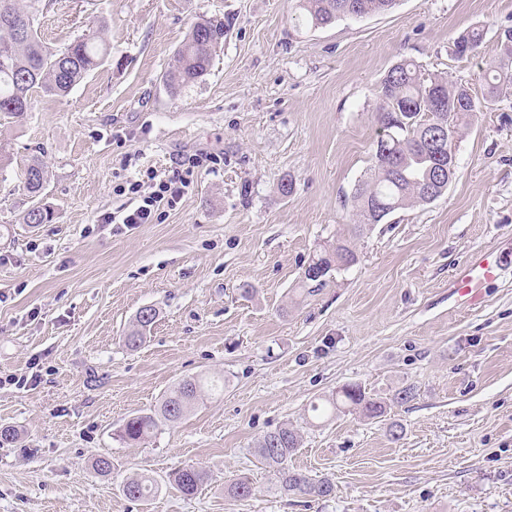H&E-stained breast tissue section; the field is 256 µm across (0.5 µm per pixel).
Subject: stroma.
<instances>
[{"instance_id":"obj_1","label":"stroma","mask_w":512,"mask_h":512,"mask_svg":"<svg viewBox=\"0 0 512 512\" xmlns=\"http://www.w3.org/2000/svg\"><path fill=\"white\" fill-rule=\"evenodd\" d=\"M212 16L229 25L220 52L170 95L176 50ZM37 20L56 47L103 27L111 54L0 124V424L24 433L0 447V512H512V91L461 128L443 196L360 232L350 200L388 70L406 58L481 90L512 0H398L324 28L298 0H40ZM476 25L478 52L456 57ZM36 154L48 178L34 199L22 172ZM194 155L215 162L160 220L103 223L131 202L117 185ZM37 201L54 218L34 227L22 217ZM339 238L358 262L302 287L313 251ZM480 254L500 271L472 305L456 282ZM149 306L151 335L127 350ZM197 374L223 375V394L145 444L116 439ZM349 383L416 396L383 421L312 419L311 401ZM284 423L303 434L289 467L331 478V497L274 492L254 444ZM98 456L111 476L92 471ZM187 464L208 480L186 498L168 476ZM138 474L155 497L123 495ZM238 478L250 496L225 493ZM486 35L484 27H474L454 41V54L458 57L474 53L482 44ZM149 310L150 314L147 317L142 315L143 309L138 311L134 316L129 329L125 333V336H123V342L127 348L131 350L137 349L142 345L147 338V335L150 333L156 322L158 313L153 307H150Z\"/></svg>"}]
</instances>
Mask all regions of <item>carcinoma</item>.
Here are the masks:
<instances>
[{
    "mask_svg": "<svg viewBox=\"0 0 512 512\" xmlns=\"http://www.w3.org/2000/svg\"><path fill=\"white\" fill-rule=\"evenodd\" d=\"M308 21L315 27H326L341 17H366L392 9L397 0H300ZM39 0H0V16L12 19L0 23V117L21 118L31 105L32 95L40 92L48 97L65 96L111 54L110 46L100 31L93 30L61 48L43 41L35 27ZM226 25L221 18L196 22L189 36L177 50L175 63L164 81L176 95L197 83L208 72L217 49L224 43ZM485 28L474 27L454 41L455 55L468 56L482 44ZM498 64L486 81L482 96L470 87L453 83L441 75L421 76L419 66L402 59L387 72L379 87L384 106L380 113L383 134L373 149V165L351 196L353 210L362 225L378 224L398 210L429 203L428 194L442 196L448 189V178L439 177L438 165L448 166V155L438 158L428 149L419 134L435 113L434 98L440 97L446 112L450 147L463 120L483 111L489 102L512 89V27L497 33ZM47 178L43 161L34 158L25 169L23 189L40 196ZM53 212L46 205H36L23 216L25 224H46ZM356 261V252L344 241L324 247L312 256L309 265L327 275L331 268H347ZM158 313L150 308L149 316L137 312L123 336L125 346L134 350L142 345L156 322ZM224 390L217 380L197 376L184 377L169 388L153 409L128 418L115 433L126 444H137L152 436L163 423L181 420L205 393ZM390 404L367 395L361 385L342 386L326 399V406L312 405L313 411L333 410L355 413L367 418L387 415ZM302 447L299 430L286 424L264 434L254 452L277 477L280 493H302L325 498L333 493L328 478L314 479L288 468V459ZM208 479L207 473L193 465L176 469L169 483L184 496L195 495ZM123 494L130 500H147L158 493V483L145 476L127 479Z\"/></svg>",
    "mask_w": 512,
    "mask_h": 512,
    "instance_id": "1",
    "label": "carcinoma"
}]
</instances>
